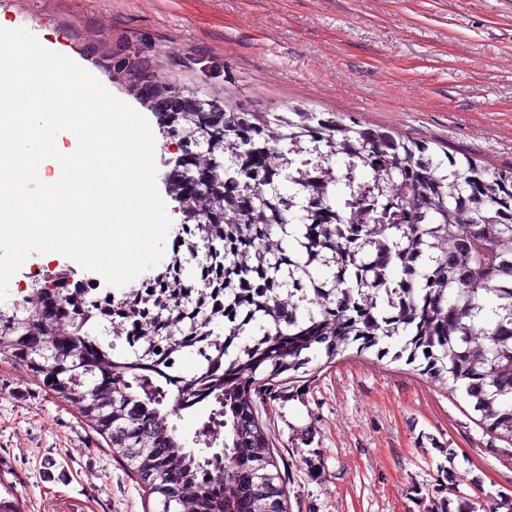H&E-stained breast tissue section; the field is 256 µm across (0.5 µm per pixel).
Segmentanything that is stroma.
Returning a JSON list of instances; mask_svg holds the SVG:
<instances>
[{
    "mask_svg": "<svg viewBox=\"0 0 512 512\" xmlns=\"http://www.w3.org/2000/svg\"><path fill=\"white\" fill-rule=\"evenodd\" d=\"M0 27L138 111L131 57L187 97L345 113L512 169V0H0ZM260 415L288 512H512V444L418 364L352 345ZM0 481L23 512L154 507L75 407L1 356Z\"/></svg>",
    "mask_w": 512,
    "mask_h": 512,
    "instance_id": "1",
    "label": "stroma"
}]
</instances>
